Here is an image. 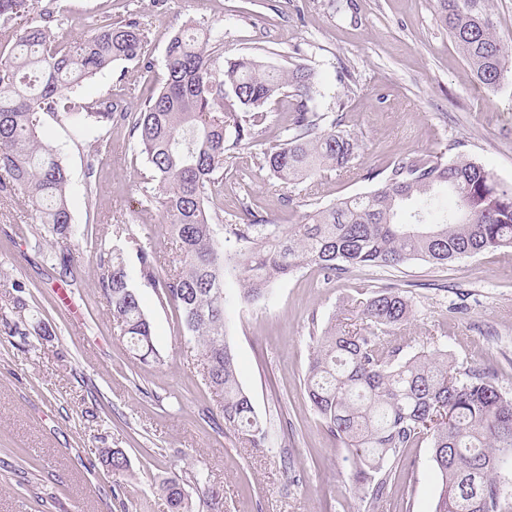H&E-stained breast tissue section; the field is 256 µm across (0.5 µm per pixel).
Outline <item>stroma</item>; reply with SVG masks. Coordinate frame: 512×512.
<instances>
[{
	"instance_id": "35a3bbf8",
	"label": "stroma",
	"mask_w": 512,
	"mask_h": 512,
	"mask_svg": "<svg viewBox=\"0 0 512 512\" xmlns=\"http://www.w3.org/2000/svg\"><path fill=\"white\" fill-rule=\"evenodd\" d=\"M58 13L52 31L74 41L103 16L133 18L148 34L150 69L114 63L71 101L110 97L133 110L166 79L169 37L196 20L218 32L219 59L265 58L278 69L302 63L317 75L323 111L358 136L354 164L385 168L399 152L468 158L512 186V76L478 87L439 24L434 0H37ZM69 173L74 224L86 234L64 243L40 237L34 215L0 192V312L23 297L16 320L27 339L0 330V458L45 481L53 501L38 506L15 473L0 470V512H167L157 489L197 470L224 495L212 512H434L439 494L430 450L408 448L393 463L383 499L353 486V458L330 436L305 391L313 323L350 324L365 285L406 291L414 315L406 334L431 350L448 332V350L494 373L512 394V257L489 251L445 267L410 261L354 270L329 288L303 269L270 294L229 309L228 333L239 379L254 408L283 433L279 448H253L225 434L221 396L205 384L196 350L175 309L139 275L137 245L172 264L178 251L141 175L148 167L120 123L78 131L65 111L40 115ZM111 148L101 151L98 140ZM260 147L225 164L213 194L225 223H299L308 204L327 206L366 191L336 171L287 185L257 166ZM252 207L244 209L243 194ZM128 225L138 238L118 233ZM123 255L152 327L159 360H136L98 288L99 247ZM67 248L61 268L51 252ZM104 448H119L131 477L108 474Z\"/></svg>"
}]
</instances>
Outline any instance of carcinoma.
I'll return each mask as SVG.
<instances>
[{"label": "carcinoma", "instance_id": "obj_1", "mask_svg": "<svg viewBox=\"0 0 512 512\" xmlns=\"http://www.w3.org/2000/svg\"><path fill=\"white\" fill-rule=\"evenodd\" d=\"M435 2L472 80L497 88L508 76L512 48L497 38L488 0ZM33 9V0H0V20L19 22L0 71V170L18 191L15 204L34 212L52 236L68 240L81 234L72 222L69 175L40 136L39 113L118 61L150 69L147 35L136 19L107 18L84 38L60 42L50 28L53 12L41 13L38 24L29 19ZM214 39L213 29L186 23L168 40L161 89L135 111L119 113L145 156L147 193L178 244L177 262L165 269L134 234L129 239L137 245L141 279L176 308L209 366L206 385L223 396L224 433L246 436L253 448H278L281 434L258 417L239 382L227 339L228 308L265 297L276 280L307 267L334 281L363 267L408 260L443 266L512 249V187L469 159L401 153L381 171L356 169L353 175L372 188L313 208L301 224L284 228L257 215L249 224H221V214L208 211L209 190L234 150L263 146L260 167L291 184L349 168L360 144L338 123H326L313 70L303 64L279 70L247 55L220 63ZM282 97L291 102L288 135L272 140L261 122L267 106ZM115 109L108 97L75 106L69 116L85 131L112 122ZM444 193L454 196L453 208L441 203ZM233 278L242 288L224 287ZM98 282L133 355L144 361L156 356L150 322L120 255L100 250ZM412 316L404 292L380 287L369 291L359 329L330 321L312 331L309 400L352 454L355 486L375 482L373 500L383 498L392 478L389 463L425 445L439 479L434 512H512V480L500 476V461L512 459V396L488 371L460 362L446 347L410 351L404 331ZM99 461L114 475L132 476L119 448L102 449ZM190 485L204 504L222 498L207 477L192 472L159 486L168 512H198Z\"/></svg>", "mask_w": 512, "mask_h": 512}]
</instances>
